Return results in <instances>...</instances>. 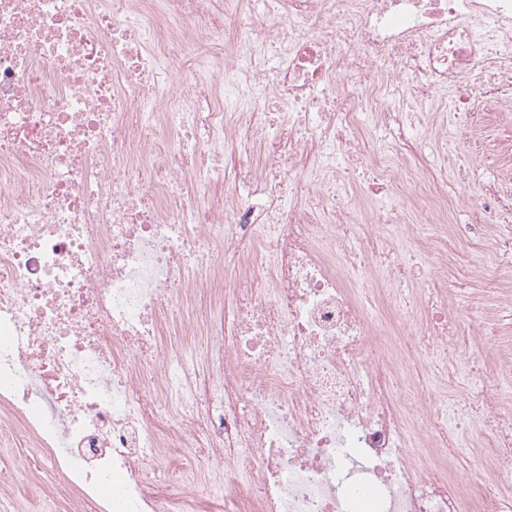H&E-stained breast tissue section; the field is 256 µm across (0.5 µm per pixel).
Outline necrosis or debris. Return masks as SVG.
<instances>
[{
	"label": "necrosis or debris",
	"instance_id": "1",
	"mask_svg": "<svg viewBox=\"0 0 512 512\" xmlns=\"http://www.w3.org/2000/svg\"><path fill=\"white\" fill-rule=\"evenodd\" d=\"M485 67L511 125L512 0H0V445L102 512H512V351L448 284L512 302L462 247L512 263V194L375 135Z\"/></svg>",
	"mask_w": 512,
	"mask_h": 512
}]
</instances>
